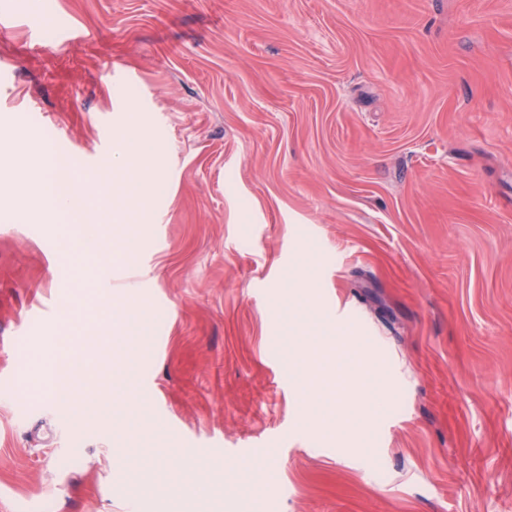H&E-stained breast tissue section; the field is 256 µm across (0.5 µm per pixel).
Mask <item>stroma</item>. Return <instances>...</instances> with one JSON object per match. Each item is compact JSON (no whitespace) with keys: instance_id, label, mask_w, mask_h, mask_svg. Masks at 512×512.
Segmentation results:
<instances>
[{"instance_id":"1","label":"stroma","mask_w":512,"mask_h":512,"mask_svg":"<svg viewBox=\"0 0 512 512\" xmlns=\"http://www.w3.org/2000/svg\"><path fill=\"white\" fill-rule=\"evenodd\" d=\"M0 7V179L65 146L118 243L69 261L74 224L0 206V512H512V0ZM131 130L155 161L101 175ZM116 291L134 337L69 351L131 358L145 413L104 432L39 384L65 301L108 327ZM310 334L370 424L304 406ZM184 448L202 496L162 481Z\"/></svg>"}]
</instances>
